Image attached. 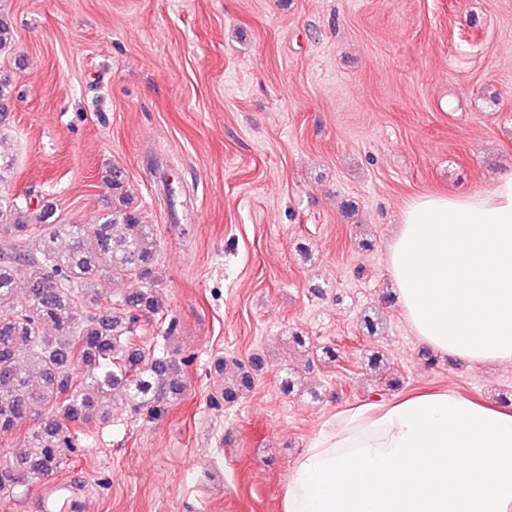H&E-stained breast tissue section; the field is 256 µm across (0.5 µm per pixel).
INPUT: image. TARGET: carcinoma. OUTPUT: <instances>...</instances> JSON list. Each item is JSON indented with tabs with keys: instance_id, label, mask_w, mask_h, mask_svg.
Listing matches in <instances>:
<instances>
[{
	"instance_id": "cac0c4a2",
	"label": "carcinoma",
	"mask_w": 512,
	"mask_h": 512,
	"mask_svg": "<svg viewBox=\"0 0 512 512\" xmlns=\"http://www.w3.org/2000/svg\"><path fill=\"white\" fill-rule=\"evenodd\" d=\"M14 29L0 14V55L12 52ZM0 71V122L13 100ZM112 206L96 224H35L27 199L0 194V434L28 424L24 445L0 460V490L46 479L89 447L83 429L112 420L124 395L130 414L156 418L185 391L188 360L176 347L139 342L142 322L162 312L155 225L133 206L124 172H107ZM23 276V292L17 278ZM102 282L116 287L106 297ZM265 367L214 361L220 383L210 402L232 406L248 395ZM301 376L283 369L291 395Z\"/></svg>"
}]
</instances>
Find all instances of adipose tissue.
<instances>
[{
    "label": "adipose tissue",
    "instance_id": "obj_1",
    "mask_svg": "<svg viewBox=\"0 0 512 512\" xmlns=\"http://www.w3.org/2000/svg\"><path fill=\"white\" fill-rule=\"evenodd\" d=\"M387 264L419 340L512 362V174L411 201ZM281 512H512V408L448 390L347 410L295 462Z\"/></svg>",
    "mask_w": 512,
    "mask_h": 512
}]
</instances>
